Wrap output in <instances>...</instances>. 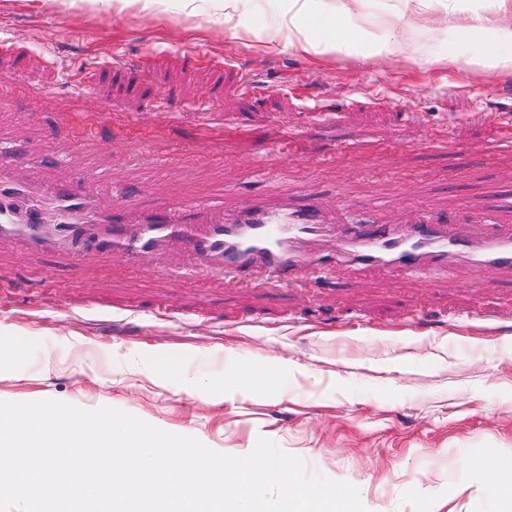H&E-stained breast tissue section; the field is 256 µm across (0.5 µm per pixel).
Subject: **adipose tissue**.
Here are the masks:
<instances>
[{"instance_id":"ef3b65f1","label":"adipose tissue","mask_w":512,"mask_h":512,"mask_svg":"<svg viewBox=\"0 0 512 512\" xmlns=\"http://www.w3.org/2000/svg\"><path fill=\"white\" fill-rule=\"evenodd\" d=\"M313 2L279 0V8L270 25L272 39L303 50L314 43L333 50L360 42L361 35L350 27L346 13H336L326 20L315 10Z\"/></svg>"}]
</instances>
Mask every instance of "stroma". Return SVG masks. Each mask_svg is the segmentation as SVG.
Instances as JSON below:
<instances>
[{"label": "stroma", "mask_w": 512, "mask_h": 512, "mask_svg": "<svg viewBox=\"0 0 512 512\" xmlns=\"http://www.w3.org/2000/svg\"><path fill=\"white\" fill-rule=\"evenodd\" d=\"M276 11L251 0L228 22L224 0H0V40L14 42L0 142L16 178L69 180L105 205L220 188L228 213L263 196L328 213L377 202L384 224L512 221L499 127L512 68L474 66L488 45L458 32L512 27V0H362L349 21L363 31L404 24L393 62L270 40ZM195 45L219 65L189 60ZM117 54L129 73L112 71ZM90 117L100 134L79 142ZM251 279L172 247L130 267L0 239V402L115 407L234 456L263 437L355 485L370 512H512L490 489L512 480V271ZM463 455L486 473L461 474Z\"/></svg>", "instance_id": "obj_1"}]
</instances>
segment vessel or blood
I'll return each instance as SVG.
<instances>
[{
	"label": "vessel or blood",
	"mask_w": 512,
	"mask_h": 512,
	"mask_svg": "<svg viewBox=\"0 0 512 512\" xmlns=\"http://www.w3.org/2000/svg\"><path fill=\"white\" fill-rule=\"evenodd\" d=\"M375 212L372 206L353 211L354 234L336 239L334 250H320L316 244L327 239L330 223L315 205L275 207L254 198L228 217L204 198L144 208L119 195L102 206L67 186L36 197L13 178L11 151L0 145V236L28 250L59 248L73 260L108 252L132 261L173 242L223 260L225 271L241 277L252 269L295 277L334 257L393 273L433 271L461 260L512 267V225L497 223L495 213L479 218L489 233L466 236L432 215L399 228L378 223Z\"/></svg>",
	"instance_id": "obj_1"
}]
</instances>
